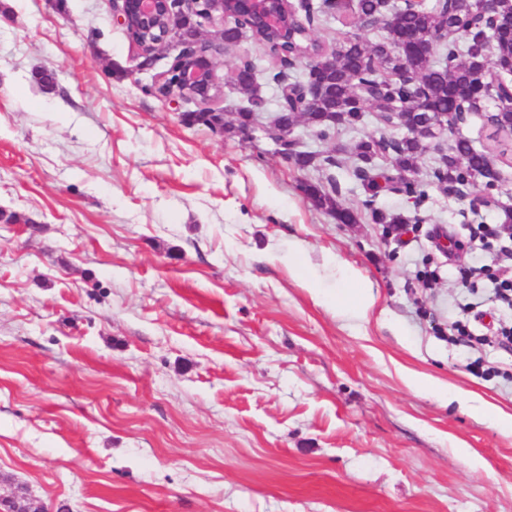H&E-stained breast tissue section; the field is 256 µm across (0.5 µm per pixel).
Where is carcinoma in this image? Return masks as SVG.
<instances>
[{
    "mask_svg": "<svg viewBox=\"0 0 512 512\" xmlns=\"http://www.w3.org/2000/svg\"><path fill=\"white\" fill-rule=\"evenodd\" d=\"M273 7L288 18V37L281 38L264 28H252L253 42L260 56L237 66L231 76L236 93L247 97L249 107L237 112L242 123L251 112H261L265 100L256 95L254 80L262 72L261 62L278 63L290 56L298 60V76L288 83V107L279 108L281 120L298 122L316 130L321 140H330L341 126H354L365 113L374 114L386 126L393 112L406 101L416 102L413 111L423 121L447 123L454 136L448 156L436 164L428 179L403 181L407 196L418 202L428 197L432 185L448 184V190L478 186L486 194L498 189L499 173L495 159L512 156V137L507 131L508 117L502 116L503 128H492L487 143L476 147L460 135L455 120L463 112H485L512 86V7L501 14L493 30L479 29L473 11L460 15L453 5L432 0L429 5H414L408 0H343L336 4V19L350 31L321 40L316 26L326 15L315 0L296 4L299 15L288 13L284 0H274ZM375 21L380 36L368 39L360 33L365 20ZM447 32L448 40L428 52V44ZM336 55V66L318 67L323 53ZM414 66L415 83L403 87L399 81L405 61ZM424 149L415 137L405 134L387 149L383 137L367 136L354 146L361 162L355 175L372 196L391 188L396 175L416 172L415 161ZM305 194L314 204L332 213L342 224L356 221L353 211L339 204L330 192L307 184ZM376 224H406L410 218L401 214L372 210Z\"/></svg>",
    "mask_w": 512,
    "mask_h": 512,
    "instance_id": "obj_1",
    "label": "carcinoma"
}]
</instances>
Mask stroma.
I'll return each mask as SVG.
<instances>
[{"label": "stroma", "mask_w": 512, "mask_h": 512, "mask_svg": "<svg viewBox=\"0 0 512 512\" xmlns=\"http://www.w3.org/2000/svg\"><path fill=\"white\" fill-rule=\"evenodd\" d=\"M179 51L139 69L112 0H0V504L23 486L43 512H512V431L407 381L512 413L491 341L512 310L467 276L512 269L475 235L512 206V165L489 206L369 198L353 148L373 119L330 141L297 125L296 150L336 159L298 168L159 95ZM330 178L357 223L301 189ZM375 208L421 220L401 234ZM358 280L360 325L335 305ZM458 320L474 341L441 336Z\"/></svg>", "instance_id": "1"}]
</instances>
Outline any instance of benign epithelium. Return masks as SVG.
Instances as JSON below:
<instances>
[{"mask_svg":"<svg viewBox=\"0 0 512 512\" xmlns=\"http://www.w3.org/2000/svg\"><path fill=\"white\" fill-rule=\"evenodd\" d=\"M270 0H112L115 21L129 34L140 51V66H151L154 54L172 41L182 49L174 57L169 69L155 81L156 91L174 101H194L208 105L224 98L226 91H235L232 84L216 78L218 57L224 53V33L209 39L196 32L192 37L182 34L172 25L176 17L202 18L222 24L238 17L243 9L257 18L266 29L284 34L281 14L269 8ZM269 138L275 145L288 149V132H279L274 122L262 124L250 116L243 128V135L252 137L255 130Z\"/></svg>","mask_w":512,"mask_h":512,"instance_id":"obj_1","label":"benign epithelium"}]
</instances>
